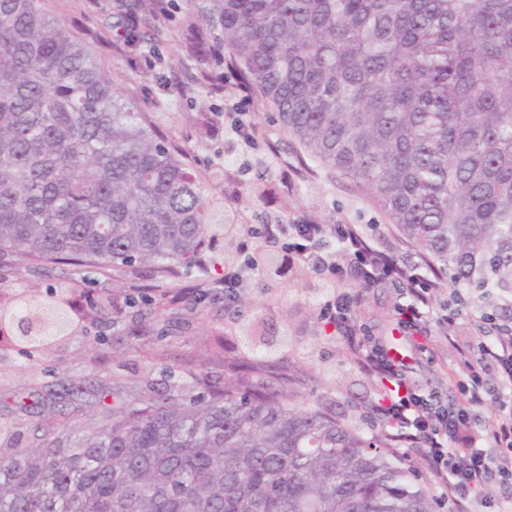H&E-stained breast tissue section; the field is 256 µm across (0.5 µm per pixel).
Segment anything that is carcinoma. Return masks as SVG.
I'll return each mask as SVG.
<instances>
[{"mask_svg":"<svg viewBox=\"0 0 512 512\" xmlns=\"http://www.w3.org/2000/svg\"><path fill=\"white\" fill-rule=\"evenodd\" d=\"M194 53L219 43L320 166L365 194L476 325L512 322V0H188ZM168 10L134 0L112 22L136 45ZM153 116L123 101L86 43L39 0H0V254L36 264H148L131 284L137 342L161 341L215 279L202 253L240 264L235 215L206 192ZM248 263L288 282L287 255ZM72 289L0 303V352L69 340ZM91 324L115 325L94 297ZM166 364L149 394L106 384L31 387L0 417V512H438L379 427L366 435L281 352L222 348ZM92 396L80 424L67 407ZM27 446H17L16 425Z\"/></svg>","mask_w":512,"mask_h":512,"instance_id":"cac0c4a2","label":"carcinoma"}]
</instances>
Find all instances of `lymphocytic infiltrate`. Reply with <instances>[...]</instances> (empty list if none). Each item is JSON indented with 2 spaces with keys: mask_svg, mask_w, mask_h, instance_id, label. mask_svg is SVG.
Segmentation results:
<instances>
[{
  "mask_svg": "<svg viewBox=\"0 0 512 512\" xmlns=\"http://www.w3.org/2000/svg\"><path fill=\"white\" fill-rule=\"evenodd\" d=\"M255 242L288 246L297 265L324 281L352 275L358 285L376 288L401 283L411 301L397 308L400 326L414 337L430 336L433 315L431 281L422 267L398 262L359 224H263ZM322 312L328 322L344 330L366 372L382 375L389 393L380 400L378 414L394 428L401 443H419L429 471L455 512H472L492 477L512 479V407L500 404L493 417L480 420L476 410L486 403L482 374L497 368L512 384V336L480 343L478 350L458 352L457 389L461 402L444 399L439 391L422 395L408 384L399 360L372 337L361 336L353 321L349 291L334 293Z\"/></svg>",
  "mask_w": 512,
  "mask_h": 512,
  "instance_id": "lymphocytic-infiltrate-1",
  "label": "lymphocytic infiltrate"
}]
</instances>
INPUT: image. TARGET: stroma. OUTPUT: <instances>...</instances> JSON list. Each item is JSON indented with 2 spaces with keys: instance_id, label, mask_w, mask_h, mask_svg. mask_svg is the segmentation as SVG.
Returning <instances> with one entry per match:
<instances>
[{
  "instance_id": "stroma-1",
  "label": "stroma",
  "mask_w": 512,
  "mask_h": 512,
  "mask_svg": "<svg viewBox=\"0 0 512 512\" xmlns=\"http://www.w3.org/2000/svg\"><path fill=\"white\" fill-rule=\"evenodd\" d=\"M130 0H42L43 8L60 18L84 38L106 72L120 83L122 97L144 112H161L165 118L160 130L177 149L190 153L199 172L210 167L226 168L230 183L212 182L208 191L215 198L232 193L233 204L244 222L254 223L256 216L265 222L295 223L308 218L315 224H361L398 262L419 263L420 257L369 199L350 183L329 176L323 168L308 170L300 160L301 146L292 140L277 121L274 112L259 100L248 106L261 131L257 147L238 141L224 119L225 112L242 98L235 88V79L224 67L222 53L199 59L186 47L184 37L190 25L186 0H177L178 7L158 41L136 46L116 45L112 33V17L124 11ZM207 112L211 120L208 136L197 133L195 118ZM234 142L233 155H225L227 142ZM263 178L267 196L253 201L249 187L255 178ZM0 262L13 265L12 273L0 280V289L8 292L41 291L59 282L62 268L36 270L19 264L17 257L2 256ZM150 279L148 266L117 265L108 276H99L97 269L87 268L76 279L75 291L87 288L104 289L108 300L125 307L131 293V282ZM337 287L354 295L355 323L365 334L390 345L399 339L410 360L407 377L420 392L439 388L444 395L457 398L455 363L461 348H476L480 338L494 340L496 330L479 331L467 309H455L448 325L432 323L431 343L427 352H420L397 325L395 308L406 302L401 286L357 288L351 279L338 281ZM245 319L261 323L265 334L287 337L284 354L302 360L308 373L319 376L321 390L327 393L337 411L358 418L361 405L375 397L367 374L358 364L343 338H335L314 346L318 330L326 322L320 315L323 303L332 290H315L301 281L285 287L281 281L258 275L245 290ZM95 326L78 334L67 345L31 357L11 355L0 358V394L51 383L66 377L80 380L99 377L108 382L136 384L159 379V364L164 360L192 357L206 359L219 342H233L237 330L223 313H211L195 320L188 330L147 346L136 354L128 342L106 329L105 341Z\"/></svg>"
}]
</instances>
